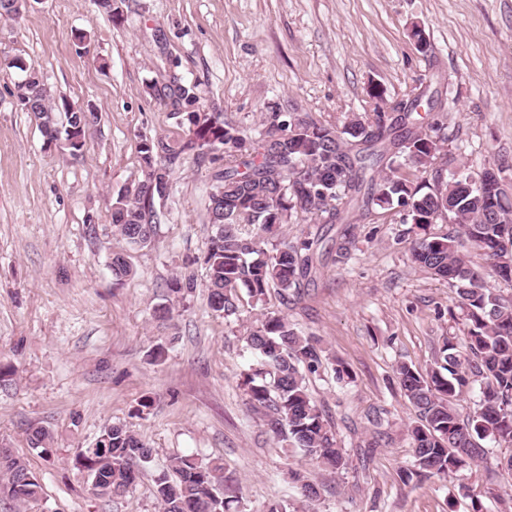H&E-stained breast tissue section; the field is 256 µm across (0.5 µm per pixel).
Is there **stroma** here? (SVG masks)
I'll return each mask as SVG.
<instances>
[{"label": "stroma", "mask_w": 512, "mask_h": 512, "mask_svg": "<svg viewBox=\"0 0 512 512\" xmlns=\"http://www.w3.org/2000/svg\"><path fill=\"white\" fill-rule=\"evenodd\" d=\"M111 18L94 0H42L17 19L0 18V58L40 73L56 108L94 104L100 120L81 155L47 145L19 105L22 74L0 71V444L40 478L26 512H159L154 476L171 456L224 463L236 512H267L296 499L297 469L320 489L309 512H512V475L498 465L512 448L488 442L485 462L448 477L403 483L412 465L407 427L414 407L397 384L404 361L429 369L444 340L462 339L450 318L446 281L412 265L411 238L394 214L359 224L351 259L316 261L285 306L318 339L326 369L310 390L346 453L332 473L267 431L240 386L255 357L243 327L258 313L224 319L207 304L203 252L207 204L218 162L180 154L163 197L153 201L157 234L128 248L110 219L118 192L143 179L139 146L187 137L186 105L163 86L195 85L197 110L244 129L269 105L325 124L372 111L371 88L387 102L422 82L452 101L443 131L450 161L478 170L502 163L512 185V0H120ZM420 26L430 45L410 37ZM86 33L77 44L73 31ZM131 274L115 282L113 253ZM196 288L171 318V282ZM163 346L162 360L151 350ZM350 377L336 381L333 363ZM151 406L140 410L143 399ZM121 423L153 450V462L121 497L93 495L78 472L80 449ZM53 436V455L32 448L29 426Z\"/></svg>", "instance_id": "1"}]
</instances>
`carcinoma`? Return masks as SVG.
<instances>
[{
  "mask_svg": "<svg viewBox=\"0 0 512 512\" xmlns=\"http://www.w3.org/2000/svg\"><path fill=\"white\" fill-rule=\"evenodd\" d=\"M4 67L25 73L27 84L17 86L25 96L22 108L33 114L44 137L68 142L73 155L80 149L69 143V128H84L99 120L96 109L61 112L50 103L51 94L38 75L18 58L4 59ZM167 97L192 106L196 86L176 84ZM409 111L388 122L384 112L353 114L338 126L318 123L305 112H279L271 105L261 129L249 132L195 110L185 115L189 139L179 150L159 142H142L139 148L144 179L135 189L121 191L112 202L111 220L120 236L134 247L149 246L157 224L151 202L165 194L172 161L212 136L224 167L213 175L208 216L211 226L203 263L207 270L208 306L228 319L239 317L241 307L260 310V317L244 329L247 347L257 355V366L241 374L251 407L263 414L276 436L300 449L318 466L339 472L347 459L336 434L309 393L306 379L320 374L323 365L316 342L288 318L267 309L271 292L288 304V292L301 287L311 275L317 252L335 254L342 262L356 245L357 221L377 210L404 212L403 223L413 233L409 258L448 282L456 294V307L467 324L461 344L446 340L434 366L421 372L400 362L396 374L404 396L414 405L417 420L409 428L413 464L403 471L410 482L446 476L469 464L486 460L488 439L512 445V297L486 285L485 277L509 280L499 272L501 262H512V196L495 191L497 215L484 217L481 199L490 192L486 170L454 173L432 184L433 170L445 139L439 131L445 104L428 125L419 120L418 107L434 105L426 91L411 92ZM453 225L434 236L431 225ZM339 224L331 244L325 237L303 233L290 240L285 228L295 223ZM486 260L484 271L475 269L469 249ZM120 281L131 274L125 257L116 253L110 263ZM195 288L188 275L173 281L170 292L181 299ZM479 383L477 408L462 417L455 401L459 393ZM95 447L76 456L95 495L111 497V488L128 492L137 477L133 466L145 467L153 450L123 424L102 432ZM52 437L42 427L28 432L33 448L52 455ZM28 464L12 449L0 446V500L18 506L41 498ZM288 479L301 496L313 500L318 488L300 472ZM155 497L161 512H230L237 501L224 486V465L204 462L193 455L175 456L155 480Z\"/></svg>",
  "mask_w": 512,
  "mask_h": 512,
  "instance_id": "carcinoma-1",
  "label": "carcinoma"
}]
</instances>
